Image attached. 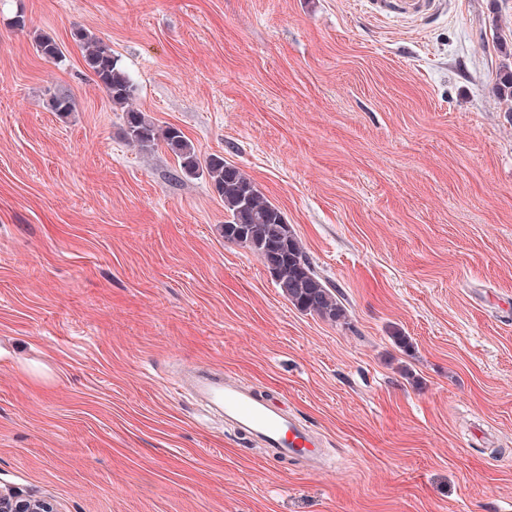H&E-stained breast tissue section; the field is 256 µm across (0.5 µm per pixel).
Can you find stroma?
Instances as JSON below:
<instances>
[{"label":"stroma","mask_w":512,"mask_h":512,"mask_svg":"<svg viewBox=\"0 0 512 512\" xmlns=\"http://www.w3.org/2000/svg\"><path fill=\"white\" fill-rule=\"evenodd\" d=\"M79 27L135 107L280 207L347 324L297 311L224 240L207 179L128 145ZM508 49L512 0L418 20L373 0H0V493L53 512H512ZM188 364L285 402L328 474L269 464L174 392Z\"/></svg>","instance_id":"35a3bbf8"}]
</instances>
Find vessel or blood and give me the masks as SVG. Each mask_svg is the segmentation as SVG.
I'll return each instance as SVG.
<instances>
[{
	"mask_svg": "<svg viewBox=\"0 0 512 512\" xmlns=\"http://www.w3.org/2000/svg\"><path fill=\"white\" fill-rule=\"evenodd\" d=\"M174 388L200 398L239 433L259 441L266 450L267 461H298L308 471L324 472L325 454L320 440L276 397L227 380L222 371L213 368L196 369L175 382Z\"/></svg>",
	"mask_w": 512,
	"mask_h": 512,
	"instance_id": "vessel-or-blood-1",
	"label": "vessel or blood"
}]
</instances>
